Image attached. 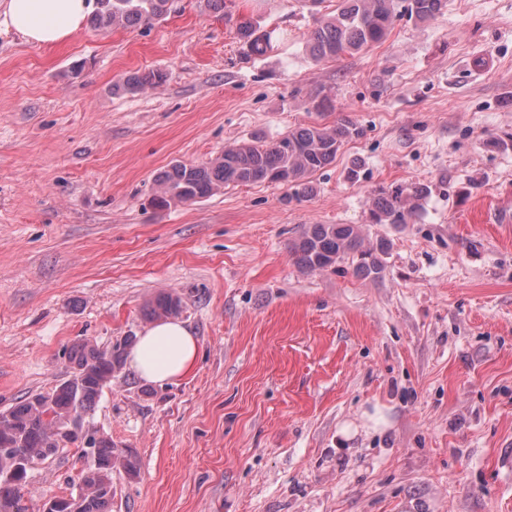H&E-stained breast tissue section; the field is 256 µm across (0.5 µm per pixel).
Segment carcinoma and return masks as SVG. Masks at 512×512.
Returning a JSON list of instances; mask_svg holds the SVG:
<instances>
[{"instance_id": "carcinoma-1", "label": "carcinoma", "mask_w": 512, "mask_h": 512, "mask_svg": "<svg viewBox=\"0 0 512 512\" xmlns=\"http://www.w3.org/2000/svg\"><path fill=\"white\" fill-rule=\"evenodd\" d=\"M447 0H406L408 17L425 22L434 19L445 8ZM171 0H96L89 18L90 27L105 32L114 26L149 27L164 18ZM397 17V0H342L336 14L324 17L308 37L312 58L316 61L337 59L370 49L382 42ZM239 34L248 51L261 54L273 40L274 32L261 30L250 22L239 24ZM165 79L161 71L147 75L131 73L115 86L126 94L142 92L146 86ZM362 135L349 119L332 125H308L288 131L269 145L231 144L217 159L198 165L175 164L156 178L159 195L155 204L161 208L172 204L195 202L207 198L230 183H282L292 188L295 199L312 191L310 177L332 165L342 146ZM425 195L420 186H396L378 190L369 209L373 224H406L420 206ZM389 242L380 237L365 243L353 224H311L288 246L293 264L302 271L336 270L341 265L352 267L361 278L377 277L384 271L383 256ZM182 310L180 297L161 293L144 309L154 319L176 316ZM126 341L122 345L101 348L89 341L72 344L64 356L68 369L78 372L79 382L64 380L46 393H36L18 401L0 413V448H20L33 463L55 457L69 445L84 448L77 435L62 442L72 411L89 414L103 389L122 369ZM49 400L44 409L41 403ZM90 469H81L78 485L82 491L79 507L74 496L53 499L51 512H112V472L122 466L127 475L139 472L135 455H124L112 444L108 435L94 445ZM28 467L13 456L0 455V512H32L24 487Z\"/></svg>"}]
</instances>
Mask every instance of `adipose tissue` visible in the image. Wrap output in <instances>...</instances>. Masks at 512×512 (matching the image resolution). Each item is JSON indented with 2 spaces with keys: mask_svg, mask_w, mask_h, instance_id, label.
<instances>
[{
  "mask_svg": "<svg viewBox=\"0 0 512 512\" xmlns=\"http://www.w3.org/2000/svg\"><path fill=\"white\" fill-rule=\"evenodd\" d=\"M89 0H0V25L14 28L30 43L53 45L87 19ZM199 344L183 321L167 319L147 326L128 360L140 378L163 386L191 374Z\"/></svg>",
  "mask_w": 512,
  "mask_h": 512,
  "instance_id": "adipose-tissue-1",
  "label": "adipose tissue"
}]
</instances>
